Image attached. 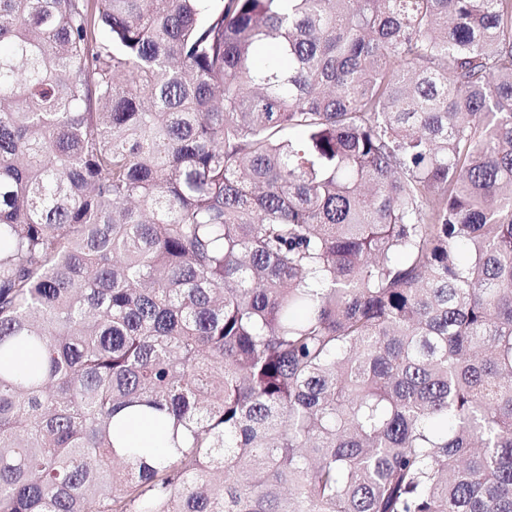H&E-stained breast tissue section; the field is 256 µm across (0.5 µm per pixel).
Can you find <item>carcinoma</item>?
Instances as JSON below:
<instances>
[{"label":"carcinoma","mask_w":512,"mask_h":512,"mask_svg":"<svg viewBox=\"0 0 512 512\" xmlns=\"http://www.w3.org/2000/svg\"><path fill=\"white\" fill-rule=\"evenodd\" d=\"M0 512H512V0H0ZM129 438L131 441L147 439L153 441L158 448H164L167 444V434L158 428L152 420H135L130 424Z\"/></svg>","instance_id":"cac0c4a2"}]
</instances>
